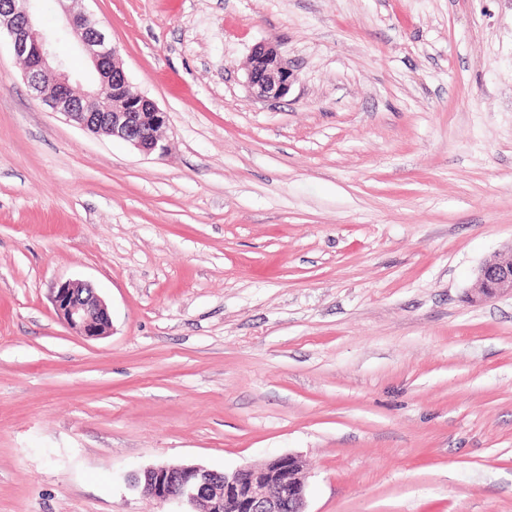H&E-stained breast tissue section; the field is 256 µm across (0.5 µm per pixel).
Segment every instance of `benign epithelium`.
Wrapping results in <instances>:
<instances>
[{"label": "benign epithelium", "mask_w": 512, "mask_h": 512, "mask_svg": "<svg viewBox=\"0 0 512 512\" xmlns=\"http://www.w3.org/2000/svg\"><path fill=\"white\" fill-rule=\"evenodd\" d=\"M39 0H0V35L24 63L27 83L55 113L81 129L125 141L145 155L159 148L158 130L167 123L148 96L135 93L125 74L119 50L84 12L66 11L65 31L88 56L98 80L76 92L63 60L52 51L56 32L39 27ZM295 78L276 45L252 48L246 87L258 101L288 95ZM512 295V243L483 263L471 288V302L483 303ZM51 301L57 317L76 335L98 339L108 334L111 318L93 286L80 280L56 284ZM161 503L187 502L198 512H307L306 483L301 459L281 455L261 466L245 465L221 474L199 465H158L130 478Z\"/></svg>", "instance_id": "1"}]
</instances>
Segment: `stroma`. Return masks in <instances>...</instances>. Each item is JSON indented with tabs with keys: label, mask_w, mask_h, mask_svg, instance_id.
Listing matches in <instances>:
<instances>
[{
	"label": "stroma",
	"mask_w": 512,
	"mask_h": 512,
	"mask_svg": "<svg viewBox=\"0 0 512 512\" xmlns=\"http://www.w3.org/2000/svg\"><path fill=\"white\" fill-rule=\"evenodd\" d=\"M164 152L0 42V512H177L130 474L293 454L308 512H512V0H84ZM296 76L245 86L253 46ZM111 317L87 340L55 283ZM294 81V74L276 45L263 42L252 48L245 83L253 99L268 101L284 98ZM504 294L512 295V242L480 266L470 297L472 303L480 304ZM51 301L57 317L77 336L90 340L108 334L111 327L108 308L90 283L59 282L52 288Z\"/></svg>",
	"instance_id": "obj_1"
}]
</instances>
